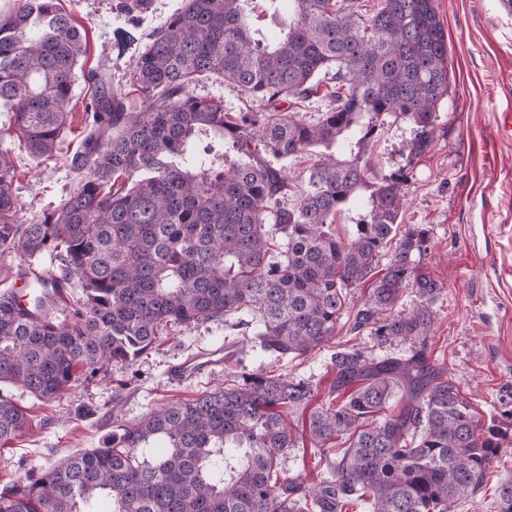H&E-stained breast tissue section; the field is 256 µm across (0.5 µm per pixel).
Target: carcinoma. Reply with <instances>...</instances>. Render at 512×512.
<instances>
[{"label": "carcinoma", "instance_id": "1", "mask_svg": "<svg viewBox=\"0 0 512 512\" xmlns=\"http://www.w3.org/2000/svg\"><path fill=\"white\" fill-rule=\"evenodd\" d=\"M263 8L271 26H254ZM84 31L57 0H17L0 16V251L58 259L55 280L82 297L60 322L65 295L21 304L0 294V443L28 416L4 393L41 402L61 396L82 368L128 365L162 336L222 321L277 360L302 359L334 335L350 289L373 279L351 331L397 356L361 347L331 357L325 403L305 420L322 451L340 442L329 475L280 476L296 447L286 413L306 409L310 382L257 369L224 373V386L112 421L100 448L0 486V512H452L481 488L504 452L496 426L432 360L431 304L439 284L420 265L428 231L402 227L409 174L433 144L448 94V41L435 0H380L368 17L354 0H182L137 49L134 91L89 70L82 175L59 208L21 224L13 145L54 159L70 130ZM333 72L336 91L317 122L292 110ZM212 75L261 102L227 112L193 95ZM411 125L405 164L372 171L385 118ZM210 140L234 153L218 164ZM321 147L285 203L286 161ZM368 192L349 238L333 217ZM396 242L381 273L385 248ZM414 293L406 309L402 298ZM494 512H512V478Z\"/></svg>", "mask_w": 512, "mask_h": 512}]
</instances>
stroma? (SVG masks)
<instances>
[{"mask_svg":"<svg viewBox=\"0 0 512 512\" xmlns=\"http://www.w3.org/2000/svg\"><path fill=\"white\" fill-rule=\"evenodd\" d=\"M87 36L85 68L105 71L112 85L133 87L135 58L117 55L115 34L134 27L138 38L161 25L180 0H153L136 17L116 10L117 0H59ZM448 39V94L438 106L433 147L414 167L402 221L427 228L430 249L423 264L440 290L430 351L473 404L480 425L512 432V139L501 138L505 112L512 111V11L500 0H438ZM194 94L223 101L227 111L258 108L240 88L214 77L193 84ZM76 120L62 137L53 160L24 150L13 154L20 223L62 206L79 177L70 160L79 147ZM411 127L387 118L371 149L375 170L387 173L405 162ZM220 322L167 336L130 365H108L97 374L79 372L56 401L43 403L23 390L14 401L31 418L22 436L0 447V485L27 471L45 472L67 455L101 447L113 414L128 422L150 408L193 397L223 385V372L181 384L169 382V366L202 348L235 340ZM371 348L369 336L350 330L341 318L335 335L300 360L275 361L247 350L245 363L290 379L310 381L323 403L332 376L327 370L337 348Z\"/></svg>","mask_w":512,"mask_h":512,"instance_id":"obj_1","label":"stroma"}]
</instances>
